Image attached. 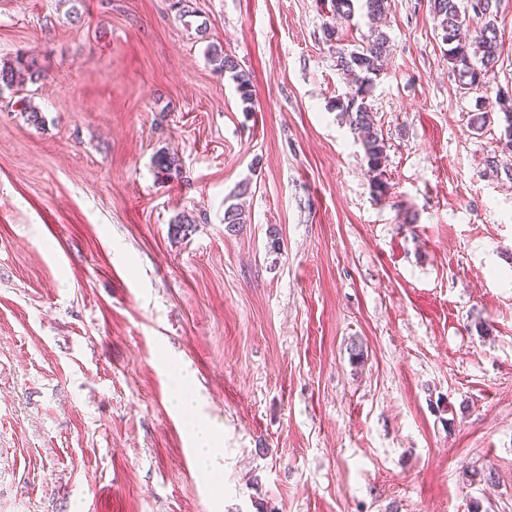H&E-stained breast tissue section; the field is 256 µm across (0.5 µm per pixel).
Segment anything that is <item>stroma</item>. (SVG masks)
<instances>
[{"instance_id": "35a3bbf8", "label": "stroma", "mask_w": 512, "mask_h": 512, "mask_svg": "<svg viewBox=\"0 0 512 512\" xmlns=\"http://www.w3.org/2000/svg\"><path fill=\"white\" fill-rule=\"evenodd\" d=\"M192 5L205 35L175 0H0V59L43 72L0 91V512H512L500 104L464 89L431 0H389L380 195L323 36L358 45L364 9ZM498 26L487 80L512 96V0ZM196 420L220 433L205 467ZM206 55L210 63H212L216 69L224 72V76H228L229 79L235 83L236 90L244 105V111H251L253 93L249 74L239 69L237 61L231 55L224 54L222 48L215 44H209L207 46ZM238 190L237 193L225 200L224 224L229 231H235L238 226L250 223V212L241 203L233 202L248 193L249 185L246 183L239 185Z\"/></svg>"}]
</instances>
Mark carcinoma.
I'll list each match as a JSON object with an SVG mask.
<instances>
[{
  "label": "carcinoma",
  "instance_id": "cac0c4a2",
  "mask_svg": "<svg viewBox=\"0 0 512 512\" xmlns=\"http://www.w3.org/2000/svg\"><path fill=\"white\" fill-rule=\"evenodd\" d=\"M481 3L479 12L472 13L478 19L479 26L474 29V35L467 40L461 31L466 23L469 12V0H432L433 19L440 30L442 41L448 45V60L463 78L468 79L466 85L471 90L485 88V76L493 69L499 60L502 44L497 25L498 0H478ZM389 39L387 34L378 27H370L369 34L362 43L352 50L336 48L339 70L354 86V92L349 96L337 99L334 108L341 112L352 130L357 133L368 159L370 172L373 173L374 184L378 189L383 188L381 167L385 162L386 145L384 138L375 127L373 112L366 104L365 98L371 84L383 70L388 56ZM206 55L214 67L228 76L240 95L243 111H251L253 93L249 74L239 68L237 61L224 53L222 48L210 44ZM42 78L41 72L34 68L33 63L18 57L0 64V89L13 88L24 83H35ZM248 184L238 186V192L228 198L224 207V224L227 230L234 231L243 224L250 223V212L236 199L246 195ZM201 217L184 212L174 219L175 234L186 237L195 230V224Z\"/></svg>",
  "mask_w": 512,
  "mask_h": 512
}]
</instances>
